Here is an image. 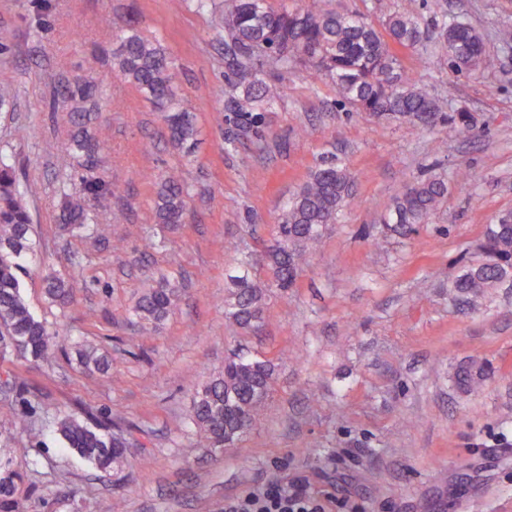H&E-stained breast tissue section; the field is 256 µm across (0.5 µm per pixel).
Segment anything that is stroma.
Here are the masks:
<instances>
[{
	"instance_id": "1",
	"label": "stroma",
	"mask_w": 512,
	"mask_h": 512,
	"mask_svg": "<svg viewBox=\"0 0 512 512\" xmlns=\"http://www.w3.org/2000/svg\"><path fill=\"white\" fill-rule=\"evenodd\" d=\"M374 25L408 8L428 21L468 20L495 59L460 75L434 45L401 49L404 69L447 112L466 108L469 133L441 138L419 122L341 105L331 82L301 69L280 78L258 136L225 147L228 67L223 0H0V153L27 204L35 253L20 275L30 310L112 360L109 374L56 351L52 363L0 360L62 410L111 413L130 440L122 472L103 474L64 448L52 414L36 412L39 446L0 428V457L22 473V512H224L257 487L300 481L327 512H512V286L459 301L452 282L480 257L487 224L512 211V0H329ZM136 26L174 65L181 105L196 116L184 158L163 115L113 68L117 32ZM99 87L86 123L103 149L92 167L61 170L75 130L64 85ZM495 94H488V86ZM332 153L353 175L351 196L296 283L273 291L258 328L224 315L230 275L259 274L284 202ZM177 170L189 189L181 224L155 219L158 184ZM448 195L415 234L384 233L394 197L429 171ZM96 235L62 231L65 195L86 182ZM156 247L144 250L145 239ZM68 280L61 306L44 279ZM179 297L158 326L133 307L161 279ZM277 366L274 391L244 441L201 447L188 420L197 385L238 355ZM486 365L472 388L458 370Z\"/></svg>"
}]
</instances>
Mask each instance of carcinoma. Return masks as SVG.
Instances as JSON below:
<instances>
[{
  "label": "carcinoma",
  "mask_w": 512,
  "mask_h": 512,
  "mask_svg": "<svg viewBox=\"0 0 512 512\" xmlns=\"http://www.w3.org/2000/svg\"><path fill=\"white\" fill-rule=\"evenodd\" d=\"M224 46L237 49L228 63V83L233 93L224 111L238 131L248 136L263 122L261 109L273 92L267 83L268 67L286 71L297 66L316 80L326 77L334 84L342 102L362 112H379L402 118L418 117L428 130L444 134L471 129L464 109L450 114L430 92L403 68L394 47L414 48L428 38V24L415 13H393L378 29L366 18L344 10L329 9L325 0H300L293 8H273L269 0H224L222 16ZM440 44L451 51L450 67L475 73L489 64L484 38L465 20L446 22ZM288 49L283 54L282 49ZM114 70L131 83L156 109L163 112L172 145L190 153L197 141L193 112L183 108L173 89V62L154 38L131 27L120 36ZM67 97L83 104L96 95V87L77 81L66 87ZM78 132L70 146L57 157L61 169L97 161L101 142L84 129L86 114L75 108ZM352 174L331 154L312 170L309 180L283 205L273 238L261 258L269 279L261 284L248 272L236 277L235 288L224 301L225 317L241 329L259 326L263 319L266 291L288 288L301 272L309 248L319 242L326 227L351 195ZM31 186L16 179L14 163L0 154V348L18 360L43 361L56 350L55 336L36 317L21 292L19 273L33 250V224L26 198ZM448 194V181L433 173L405 187L394 199L384 228L405 235L430 222ZM189 195L178 175L170 173L160 184L155 201L159 224H182ZM61 218L66 226L83 227L88 216L81 197L65 195ZM512 279V224L504 215L486 226L481 258L470 264L453 282L456 296L477 298L500 283ZM49 299L66 304L71 287L58 276L45 280ZM179 289L169 281L148 288L138 299L134 312L145 324H158L173 307ZM78 363L102 374L110 371L108 356L94 347L76 350ZM276 367L265 357L237 355L224 369L196 388L189 421L200 444L206 448H232L248 433L274 390ZM8 391L30 403V385L18 373L7 375ZM45 410L55 411L56 432L64 445L100 471L121 469L127 459L128 440L122 430H109L110 417H84L56 409L40 401ZM31 413L11 409L0 414V426L30 436ZM21 475L9 464L0 463V512H17Z\"/></svg>",
  "instance_id": "cac0c4a2"
}]
</instances>
